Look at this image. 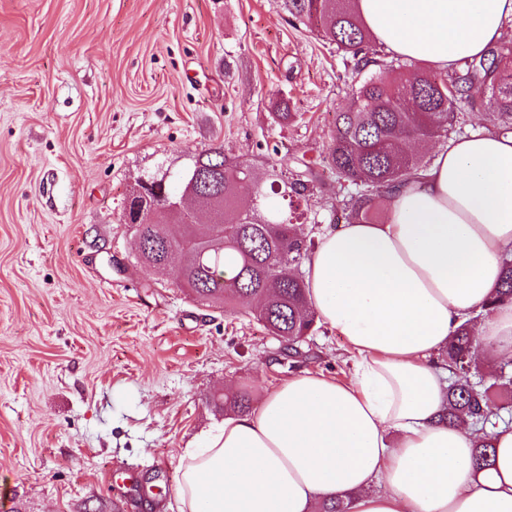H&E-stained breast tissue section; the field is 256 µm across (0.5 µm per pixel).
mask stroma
<instances>
[{
	"label": "stroma",
	"instance_id": "1",
	"mask_svg": "<svg viewBox=\"0 0 512 512\" xmlns=\"http://www.w3.org/2000/svg\"><path fill=\"white\" fill-rule=\"evenodd\" d=\"M351 60L280 0H0V490L8 512H172L215 392L304 372L349 380L317 324L297 357L251 309L200 304L137 260L136 180L211 144L264 173L319 162L352 102ZM288 97L280 125L272 103ZM322 173L302 233L342 227Z\"/></svg>",
	"mask_w": 512,
	"mask_h": 512
}]
</instances>
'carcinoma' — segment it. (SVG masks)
<instances>
[{"label":"carcinoma","mask_w":512,"mask_h":512,"mask_svg":"<svg viewBox=\"0 0 512 512\" xmlns=\"http://www.w3.org/2000/svg\"><path fill=\"white\" fill-rule=\"evenodd\" d=\"M293 23L316 31L352 55L354 69L371 76L352 88L355 106L336 113L333 142L322 158V167L339 180L355 186L342 204L345 223L375 222L377 201L428 168L423 158L406 149L412 137L448 138L462 110L491 105L499 125L512 131V47L500 45L481 58H463L444 77L424 69H403L394 77L383 73L392 67L374 48V40L356 9V0H280ZM301 177L292 181L271 169L268 185L237 169L224 155L223 145L194 153L190 162L171 171L156 184V192L172 200L197 196L209 210L211 223L197 224L182 210L159 212L146 218L129 204L122 219L146 246L138 262L164 272L180 269V286L196 299L229 306L238 301L252 306L254 319L268 334L288 342V348L315 331L316 315L305 291L303 262L314 242L294 233V221L304 214L291 210L305 196L309 178L315 176L303 163ZM235 275L224 278V269ZM512 302V260L503 259L498 286L486 301L493 308ZM475 342L470 321L458 326L448 339L445 357L452 382L448 388V422L472 420L475 461L487 465L491 444L483 435L498 405L495 392L512 395V376L482 367L471 351ZM492 372L487 385L475 386L471 377ZM217 406L244 413L250 409L247 393L217 396Z\"/></svg>","instance_id":"1"}]
</instances>
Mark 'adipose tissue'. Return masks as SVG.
Returning a JSON list of instances; mask_svg holds the SVG:
<instances>
[{"mask_svg":"<svg viewBox=\"0 0 512 512\" xmlns=\"http://www.w3.org/2000/svg\"><path fill=\"white\" fill-rule=\"evenodd\" d=\"M377 45L445 71L482 56L512 0H357ZM379 224L327 229L304 274L318 318L356 353L349 382L305 373L231 414L185 452L178 512H512V424L489 428L492 466L448 423L435 356L469 316L473 354L512 358V304L484 311L512 251V135L451 140Z\"/></svg>","mask_w":512,"mask_h":512,"instance_id":"1","label":"adipose tissue"}]
</instances>
